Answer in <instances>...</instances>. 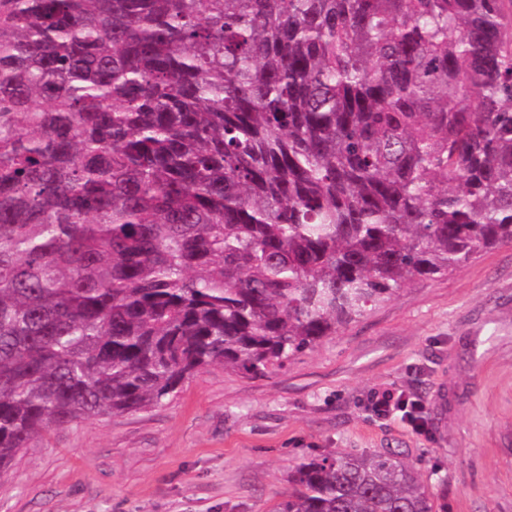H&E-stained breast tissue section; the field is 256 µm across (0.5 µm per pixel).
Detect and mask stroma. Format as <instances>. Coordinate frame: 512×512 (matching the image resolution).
<instances>
[{"label": "stroma", "instance_id": "stroma-1", "mask_svg": "<svg viewBox=\"0 0 512 512\" xmlns=\"http://www.w3.org/2000/svg\"><path fill=\"white\" fill-rule=\"evenodd\" d=\"M423 405V431L374 393ZM406 450L435 512H512V244L421 279L272 374L211 366L162 406L49 428L0 512H273L304 461Z\"/></svg>", "mask_w": 512, "mask_h": 512}]
</instances>
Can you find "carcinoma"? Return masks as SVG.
<instances>
[{
  "instance_id": "obj_1",
  "label": "carcinoma",
  "mask_w": 512,
  "mask_h": 512,
  "mask_svg": "<svg viewBox=\"0 0 512 512\" xmlns=\"http://www.w3.org/2000/svg\"><path fill=\"white\" fill-rule=\"evenodd\" d=\"M511 243L512 0H0V472ZM288 482L433 512L394 451Z\"/></svg>"
}]
</instances>
